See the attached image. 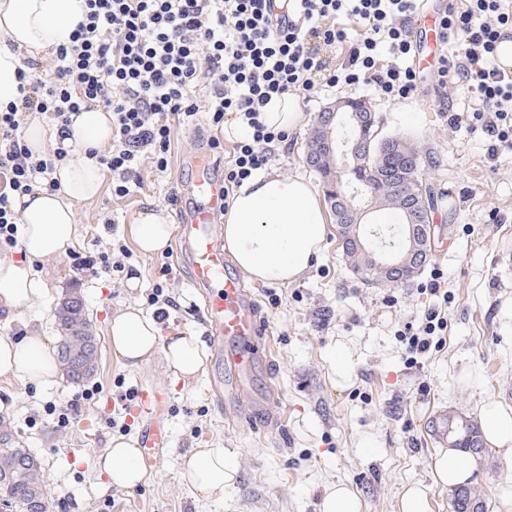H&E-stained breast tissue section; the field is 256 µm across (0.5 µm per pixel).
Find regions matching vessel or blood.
Instances as JSON below:
<instances>
[{"mask_svg": "<svg viewBox=\"0 0 512 512\" xmlns=\"http://www.w3.org/2000/svg\"><path fill=\"white\" fill-rule=\"evenodd\" d=\"M185 165L191 178L184 193L191 202L187 221L180 225L176 250L186 260L193 287L207 293L204 317L216 355H227L231 375L216 382L218 392L242 394L249 386L259 354L262 323L255 304L240 281L228 274L224 240L216 217L224 210V180L212 161L211 148L202 142L190 153ZM168 443L161 426H153L142 437L141 462L151 467Z\"/></svg>", "mask_w": 512, "mask_h": 512, "instance_id": "b4317fda", "label": "vessel or blood"}]
</instances>
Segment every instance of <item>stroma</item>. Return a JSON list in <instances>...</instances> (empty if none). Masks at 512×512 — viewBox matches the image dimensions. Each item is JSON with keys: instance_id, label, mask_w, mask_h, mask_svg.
Segmentation results:
<instances>
[{"instance_id": "1", "label": "stroma", "mask_w": 512, "mask_h": 512, "mask_svg": "<svg viewBox=\"0 0 512 512\" xmlns=\"http://www.w3.org/2000/svg\"><path fill=\"white\" fill-rule=\"evenodd\" d=\"M417 74L418 88L406 99L386 98L371 83H319L297 91L305 124L271 148L268 171L316 180L305 154L319 112L340 100L366 99L384 134L431 153L434 164L426 175L444 198L434 221L445 234L426 269L399 286L357 279L334 232L295 283L244 281L258 305L267 356L255 370L251 391L271 398L267 413H251L247 403L233 399L216 405L213 381L229 375L223 360L209 359L205 374L188 390L161 362L125 369L107 338L112 313L133 302L145 304L158 283L176 303L160 324L163 334H206L202 291L176 266L160 279L162 255L137 252L130 226L151 207L179 226L187 206L178 190L189 179L181 161L198 142L212 139L220 143L214 157L229 161L235 139L227 125L204 119L197 128L177 130L166 171L144 166L141 185L130 195H113L107 180L96 199L77 203L76 245L40 265L48 297L21 315H0V336L35 328L57 339L55 308L75 288L97 337L96 371L86 381L65 380L52 388L0 381V417L41 462L51 512H320L325 488L338 482L356 492L361 512H398L403 488L413 483L427 488L430 512H448V490L433 480L441 445L431 432L432 420L448 413L477 418L490 399L512 407V311L505 308L512 302V149L490 157L481 130L449 123L443 105L473 107L475 93L440 88L431 68H418ZM105 250L117 271L94 275L76 262L77 256ZM129 267L138 288L126 286ZM435 268L448 294L447 341L411 364L397 332L434 304L423 288ZM271 289L279 296L274 306L266 297ZM335 346L351 358L344 384L337 383L328 361ZM131 391L166 398L161 423L169 451L148 471L145 484L127 491L109 485L95 462L112 439L140 438L144 422L127 398ZM51 404L70 411L67 427H58L47 413ZM212 444L232 452L238 473L223 497L205 499L181 472L193 448ZM471 464L470 484L495 512L498 495L512 490V460L489 446Z\"/></svg>"}]
</instances>
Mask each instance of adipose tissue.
<instances>
[{"instance_id": "adipose-tissue-1", "label": "adipose tissue", "mask_w": 512, "mask_h": 512, "mask_svg": "<svg viewBox=\"0 0 512 512\" xmlns=\"http://www.w3.org/2000/svg\"><path fill=\"white\" fill-rule=\"evenodd\" d=\"M85 18L84 0H0V111L21 98L17 73L24 61L46 65L57 48L70 45ZM24 137L33 154L48 144L77 146L81 154L60 164L52 174L57 190L37 185L14 197L22 224V256L0 254V313L12 317L45 298L49 286L36 262L64 256L77 242L75 205L98 197L106 171L97 154L112 140V115L94 107L73 116L67 134L30 113ZM224 249L250 280L288 285L299 280L322 251L328 219L322 197L303 175L269 173L245 181L232 196L221 227ZM131 234L143 254L165 250L172 227L157 211L144 210ZM113 354L124 367L140 369L161 360L165 371L189 386L204 373L208 353L201 337L185 331L162 335L156 321L134 305L114 312L107 324ZM0 380L51 388L61 380L52 340L33 330L0 336ZM487 442L512 459V408L485 402L478 412ZM138 443L114 440L96 461L110 485L131 490L144 483ZM237 466L227 450L207 446L193 450L182 477L198 495L223 496L236 478Z\"/></svg>"}]
</instances>
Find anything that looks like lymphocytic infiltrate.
<instances>
[{
  "label": "lymphocytic infiltrate",
  "mask_w": 512,
  "mask_h": 512,
  "mask_svg": "<svg viewBox=\"0 0 512 512\" xmlns=\"http://www.w3.org/2000/svg\"><path fill=\"white\" fill-rule=\"evenodd\" d=\"M87 13L73 43L55 52L52 77L21 71L18 103L0 112V246H16L19 219L14 195L51 184L56 165L71 158L62 147L34 157L24 141V115H45L66 128L72 114L98 106L112 114V144L99 161L112 173V191L126 196L140 169L168 167L176 127L195 122L206 110L213 124L226 116L246 122L224 169L231 194L271 159L270 146L286 131L268 129L260 112L272 98L322 81L334 87L370 80L386 96L409 98L417 73L404 60L412 50L404 26L417 0H288V14H275L273 0H85ZM361 28L345 65L329 69L323 47L342 42L338 16ZM512 27V0H467L438 20L440 41L460 38L459 59L440 57L441 86L477 93L482 105L449 113L450 124L480 128L494 148H512V74L496 63L497 44ZM387 44L396 61L380 67L377 48ZM207 83L205 104L195 92ZM448 326L441 306L424 310L418 324L398 336L409 355L429 351Z\"/></svg>",
  "instance_id": "f902f5d3"
}]
</instances>
